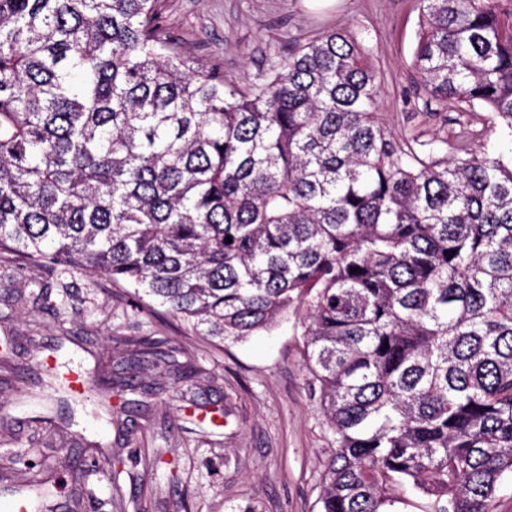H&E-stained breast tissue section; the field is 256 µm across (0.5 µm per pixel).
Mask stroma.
<instances>
[{"label":"stroma","mask_w":512,"mask_h":512,"mask_svg":"<svg viewBox=\"0 0 512 512\" xmlns=\"http://www.w3.org/2000/svg\"><path fill=\"white\" fill-rule=\"evenodd\" d=\"M164 20L198 59L227 80L252 83L291 49L346 29L382 85L380 110L394 134L444 130L424 113L411 60L418 0H164ZM304 309L243 340L201 335L131 289L76 269L19 266L0 254V489L52 472L59 512H111L104 455L120 456L127 512H321L333 438L308 389ZM158 354L136 356V340ZM201 371L175 387L178 366ZM77 369L112 382L110 412L79 395ZM75 413L74 426L35 430L45 379ZM163 461L153 464L155 452Z\"/></svg>","instance_id":"obj_1"}]
</instances>
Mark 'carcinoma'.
<instances>
[{"instance_id": "obj_1", "label": "carcinoma", "mask_w": 512, "mask_h": 512, "mask_svg": "<svg viewBox=\"0 0 512 512\" xmlns=\"http://www.w3.org/2000/svg\"><path fill=\"white\" fill-rule=\"evenodd\" d=\"M427 99L512 140V0H420ZM163 0H0V253L122 282L206 336L299 305L336 448L322 512H497L512 476V151L396 138L347 30L243 86ZM232 242H226V238ZM356 272H351V269ZM31 512L52 485L28 484Z\"/></svg>"}]
</instances>
